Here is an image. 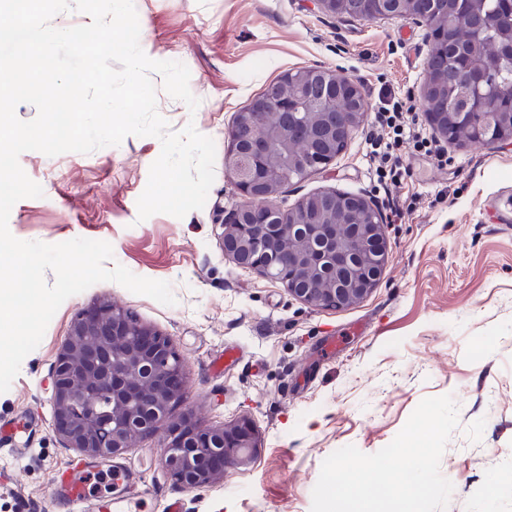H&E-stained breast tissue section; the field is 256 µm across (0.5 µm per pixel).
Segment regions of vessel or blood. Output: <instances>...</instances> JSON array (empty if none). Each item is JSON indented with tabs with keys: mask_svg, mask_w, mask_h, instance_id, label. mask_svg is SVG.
I'll return each instance as SVG.
<instances>
[{
	"mask_svg": "<svg viewBox=\"0 0 512 512\" xmlns=\"http://www.w3.org/2000/svg\"><path fill=\"white\" fill-rule=\"evenodd\" d=\"M112 472V493L104 496L91 488L94 476L100 473L97 465L78 461L58 470L53 477L52 495L66 512H81L86 503H93L96 512H134L136 503L127 493L134 474L126 465L115 463Z\"/></svg>",
	"mask_w": 512,
	"mask_h": 512,
	"instance_id": "b4317fda",
	"label": "vessel or blood"
}]
</instances>
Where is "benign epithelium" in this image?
<instances>
[{
  "label": "benign epithelium",
  "instance_id": "benign-epithelium-1",
  "mask_svg": "<svg viewBox=\"0 0 512 512\" xmlns=\"http://www.w3.org/2000/svg\"><path fill=\"white\" fill-rule=\"evenodd\" d=\"M317 10L347 21L344 0H313ZM479 35L494 43L487 63H468L465 85L453 98L454 112L465 126L464 141L486 145L512 142V125L484 136L483 105L496 97L512 112V81L502 79L512 67V33L489 27ZM299 76L284 72L268 90L238 113L228 133L224 166L241 201L224 215V255L241 268L283 285L294 298L321 308L342 309L364 299L378 284L388 241L380 212L370 197L323 190L296 204L295 218L285 220L274 204L284 182L271 159L274 147L302 145L296 177L332 163L325 145L348 140L363 124L365 98L357 80L330 69H313L306 93L291 97ZM339 88L336 96L318 97L313 82ZM438 80L428 77L422 100L430 122L446 139L448 113L431 102ZM183 363L171 341L112 302L96 303L75 316L53 374V425L67 447L84 455L116 457L137 436L155 433L158 421L173 415L184 398ZM108 403V408L100 405ZM166 471L187 490L224 479L250 464L261 448L253 421L243 416L217 427H203L180 416L162 444Z\"/></svg>",
  "mask_w": 512,
  "mask_h": 512
}]
</instances>
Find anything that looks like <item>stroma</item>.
I'll list each match as a JSON object with an SVG mask.
<instances>
[{
  "label": "stroma",
  "mask_w": 512,
  "mask_h": 512,
  "mask_svg": "<svg viewBox=\"0 0 512 512\" xmlns=\"http://www.w3.org/2000/svg\"><path fill=\"white\" fill-rule=\"evenodd\" d=\"M149 58L190 71L196 110L170 97L152 74L158 113L171 130L194 125L215 143L214 182L202 209L183 218L139 220L137 200L157 138L54 157L26 151L19 163L41 185L9 217L17 239L58 244L75 238L111 245L113 263L169 282L163 305L115 282L66 299L42 341L0 393V512H56L57 468L77 457L53 427L51 381L78 311L110 300L168 337L184 362L179 412L201 425L241 416L256 424L262 448L246 467L209 487L173 485L157 435L120 460L135 473L130 496L163 512H311L325 458L352 445L387 446L427 397L453 396L459 425L440 459L453 485L445 512H512V145L456 144L437 138L450 162L403 155L411 175L393 189L407 202L385 227L388 257L374 290L344 309L314 307L283 286L225 257L222 220L240 195L224 168L227 133L244 109L285 71L326 68L353 77L365 97L384 89L423 112L427 29L413 17L340 22L311 0H134ZM359 127L325 170L285 185L276 201L292 207L327 188L382 198Z\"/></svg>",
  "instance_id": "1"
}]
</instances>
